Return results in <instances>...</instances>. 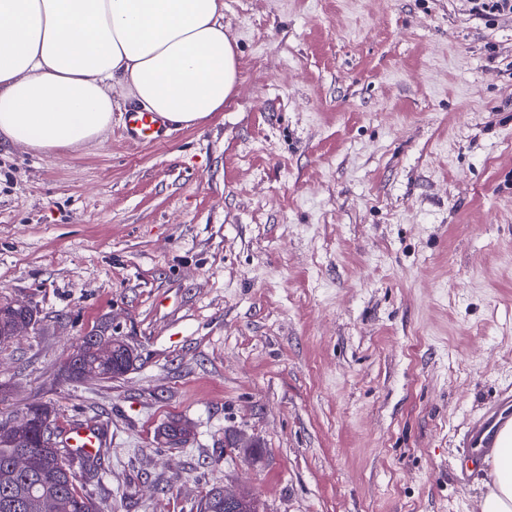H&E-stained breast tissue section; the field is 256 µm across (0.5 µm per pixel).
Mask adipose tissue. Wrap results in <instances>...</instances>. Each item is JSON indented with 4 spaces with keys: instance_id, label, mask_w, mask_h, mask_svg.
<instances>
[{
    "instance_id": "1",
    "label": "adipose tissue",
    "mask_w": 512,
    "mask_h": 512,
    "mask_svg": "<svg viewBox=\"0 0 512 512\" xmlns=\"http://www.w3.org/2000/svg\"><path fill=\"white\" fill-rule=\"evenodd\" d=\"M185 127L239 81L224 0H0V135L37 152L101 141L112 82ZM483 512H512V430L498 436Z\"/></svg>"
}]
</instances>
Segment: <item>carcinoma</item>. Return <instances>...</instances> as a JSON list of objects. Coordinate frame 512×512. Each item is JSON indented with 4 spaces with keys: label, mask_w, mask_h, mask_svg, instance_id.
I'll use <instances>...</instances> for the list:
<instances>
[{
    "label": "carcinoma",
    "mask_w": 512,
    "mask_h": 512,
    "mask_svg": "<svg viewBox=\"0 0 512 512\" xmlns=\"http://www.w3.org/2000/svg\"><path fill=\"white\" fill-rule=\"evenodd\" d=\"M17 319L34 320L31 308L23 304L0 303V347L10 343L9 332ZM86 334L65 365L70 379H80L90 370L107 380L125 375L133 366L134 354L112 359L99 356ZM55 411L49 405L26 407L6 420L0 429L14 421L23 427L21 434L0 438V512H29L27 506L38 499L54 501L56 512H101L94 499L78 489V477L66 454L53 442L51 434L42 427L51 421ZM25 453L34 463L30 470H18L14 460Z\"/></svg>",
    "instance_id": "1"
}]
</instances>
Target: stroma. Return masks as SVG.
<instances>
[{"label":"stroma","mask_w":512,"mask_h":512,"mask_svg":"<svg viewBox=\"0 0 512 512\" xmlns=\"http://www.w3.org/2000/svg\"><path fill=\"white\" fill-rule=\"evenodd\" d=\"M469 0H224L240 82L202 127L0 138V417L100 424L103 512H482L471 429L512 388V17ZM137 359L68 379L93 330ZM188 431L174 448L158 434ZM241 431L257 456L225 452ZM472 15L486 21L512 15V0H470ZM19 319V320H17ZM36 320L34 312L31 308L23 304L13 303H0V347L8 345L12 340L19 336L20 330L23 328H30L34 323L28 320ZM16 320V321H15ZM15 323L12 326V323ZM12 326L11 340L9 338V332ZM221 488L224 496V509L221 510L220 502L217 500V494L212 488L206 496L204 503L197 507L199 512H240L248 509L250 505L256 504V499L244 489L232 490L225 485H215Z\"/></svg>","instance_id":"stroma-1"}]
</instances>
